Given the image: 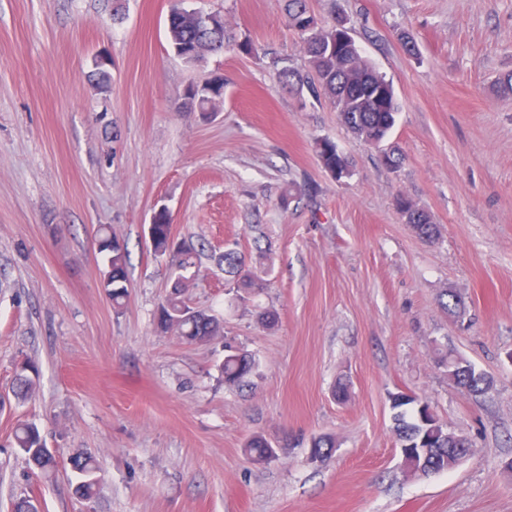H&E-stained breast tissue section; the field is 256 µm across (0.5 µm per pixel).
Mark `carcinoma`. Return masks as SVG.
<instances>
[{
    "label": "carcinoma",
    "instance_id": "cac0c4a2",
    "mask_svg": "<svg viewBox=\"0 0 512 512\" xmlns=\"http://www.w3.org/2000/svg\"><path fill=\"white\" fill-rule=\"evenodd\" d=\"M285 13L289 28L301 41L307 60L308 71L283 68L279 71L281 82L291 88L307 86L318 96L324 95L339 112L342 122L362 140L382 148L385 165L397 169L401 155L393 148L384 147L396 123L400 110L394 88L383 75L362 55L355 40L345 39L339 29V19L328 21L311 15L314 27L301 23L302 17L310 15L307 0H285ZM168 35L171 48L188 64H195L213 52L234 48L238 52L253 55L257 48L248 40L239 41L226 27L219 13L208 14L203 21L197 11L187 10L174 4L168 14ZM224 96V80L213 78L202 84L189 85L183 95L185 105L205 115L215 111L216 101ZM319 157L324 167L338 180L350 175L347 158L329 141L317 144ZM396 208L423 239L434 240L436 225L427 212L418 208L409 198L399 195ZM152 250L154 254L171 258L177 276L173 291L162 303L155 315L156 329L177 333L188 343L208 342L224 335V325L216 316L192 308L185 300L188 277L184 272L199 267L198 249L189 239H177L172 235V224L166 208L154 212L150 224ZM99 250L109 253L108 267L102 287L112 300L114 309L121 310L129 296V277L126 249L117 239L103 235L99 238ZM218 262L224 272L236 280L237 289L245 293L256 288L252 271L246 269L245 257L235 248H225ZM255 359L243 350L227 347L219 371L224 383L241 386L253 373ZM38 367L24 363L17 373L12 390L22 399L32 395L36 387ZM448 378L470 394H481L491 384L485 372L473 363H450ZM392 422L402 448V464L413 473L439 474L448 471V449L464 447L458 435L448 431L431 410L428 402L399 392L391 396ZM16 447L34 467L49 472L56 467V459L34 423H24L14 434ZM245 454L256 463H266L275 457L272 445L261 436L250 438L244 446ZM74 472L80 481L74 487L75 494L85 500L95 499L100 483L96 476L98 468L92 456L76 455L71 459Z\"/></svg>",
    "mask_w": 512,
    "mask_h": 512
}]
</instances>
